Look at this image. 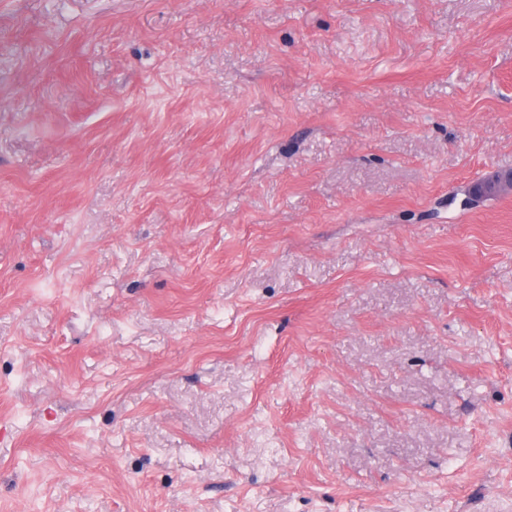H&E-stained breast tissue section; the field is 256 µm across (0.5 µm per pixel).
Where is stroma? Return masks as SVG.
<instances>
[{
  "label": "stroma",
  "mask_w": 512,
  "mask_h": 512,
  "mask_svg": "<svg viewBox=\"0 0 512 512\" xmlns=\"http://www.w3.org/2000/svg\"><path fill=\"white\" fill-rule=\"evenodd\" d=\"M512 0H0V512H512ZM470 193L479 202L490 196L512 195V171L492 172L485 181L473 185Z\"/></svg>",
  "instance_id": "35a3bbf8"
}]
</instances>
